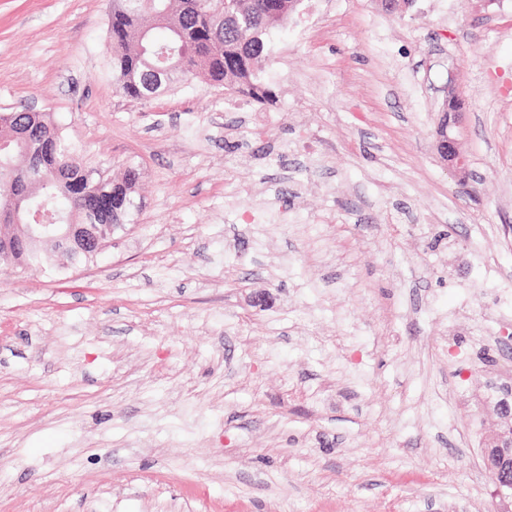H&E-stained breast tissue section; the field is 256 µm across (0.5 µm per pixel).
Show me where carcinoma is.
<instances>
[{"mask_svg": "<svg viewBox=\"0 0 512 512\" xmlns=\"http://www.w3.org/2000/svg\"><path fill=\"white\" fill-rule=\"evenodd\" d=\"M222 13L197 9V0H111L108 25L112 39L110 67L117 90L133 100H147L172 89V77H201L215 87L245 95L264 104L272 91L257 70L268 53L272 31L284 29L303 0H227ZM0 235L4 243L26 234L24 213L38 209L61 217L57 230L32 240L0 267L41 266L50 255L90 264L102 248L88 240L100 224H126L135 205L139 169L100 178L82 166L77 149L49 113L23 108L0 113ZM41 180L27 182L33 166ZM94 194L80 201L79 189Z\"/></svg>", "mask_w": 512, "mask_h": 512, "instance_id": "cac0c4a2", "label": "carcinoma"}]
</instances>
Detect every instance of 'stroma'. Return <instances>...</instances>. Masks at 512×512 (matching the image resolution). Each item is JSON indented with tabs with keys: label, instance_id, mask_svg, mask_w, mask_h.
<instances>
[{
	"label": "stroma",
	"instance_id": "stroma-1",
	"mask_svg": "<svg viewBox=\"0 0 512 512\" xmlns=\"http://www.w3.org/2000/svg\"><path fill=\"white\" fill-rule=\"evenodd\" d=\"M108 0H0V112L137 166L96 263L0 269V512H492L512 0H304L258 105L115 89ZM473 196L441 162L447 88Z\"/></svg>",
	"mask_w": 512,
	"mask_h": 512
}]
</instances>
